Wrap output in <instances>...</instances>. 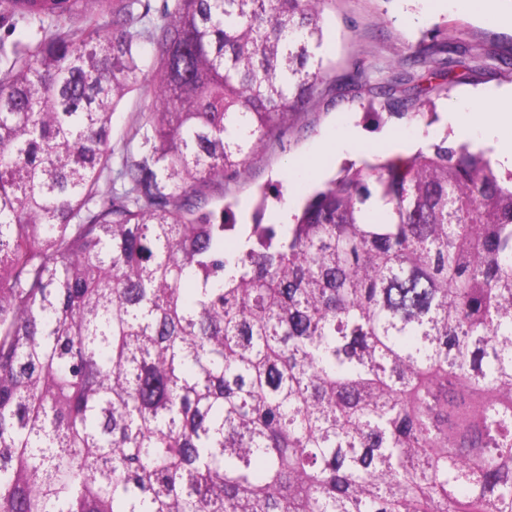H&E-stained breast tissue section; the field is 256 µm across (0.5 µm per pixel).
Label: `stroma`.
<instances>
[{
    "mask_svg": "<svg viewBox=\"0 0 512 512\" xmlns=\"http://www.w3.org/2000/svg\"><path fill=\"white\" fill-rule=\"evenodd\" d=\"M455 38L466 48L512 58V0H496L489 16L465 0L448 7L434 0H331L326 8L328 62L339 78L358 69L420 70L414 50ZM453 75L452 87L432 92L433 115L416 118L389 114L379 93L354 99L326 83L281 144L255 156L249 179L226 184L213 206L229 207L236 223H253L269 185H278L290 203L304 201L344 164L373 160L372 147L384 138L405 141L412 151L440 141L451 130L449 117H469L478 104L512 87V66L474 63L454 67Z\"/></svg>",
    "mask_w": 512,
    "mask_h": 512,
    "instance_id": "35a3bbf8",
    "label": "stroma"
}]
</instances>
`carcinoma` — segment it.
Masks as SVG:
<instances>
[{
    "mask_svg": "<svg viewBox=\"0 0 512 512\" xmlns=\"http://www.w3.org/2000/svg\"><path fill=\"white\" fill-rule=\"evenodd\" d=\"M330 2L0 0V512H512V177L444 137L209 207L331 79ZM148 100H143L136 92L128 93L119 105L112 119V146L116 151L122 146L123 135L133 118L146 112Z\"/></svg>",
    "mask_w": 512,
    "mask_h": 512,
    "instance_id": "obj_1",
    "label": "carcinoma"
}]
</instances>
